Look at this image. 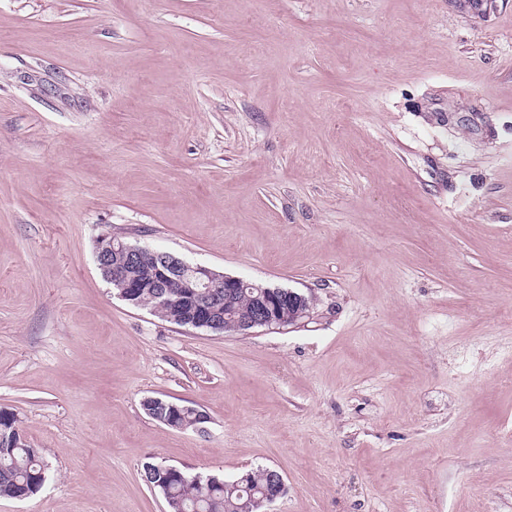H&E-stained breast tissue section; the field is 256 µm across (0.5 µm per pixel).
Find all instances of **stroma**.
I'll use <instances>...</instances> for the list:
<instances>
[{"label": "stroma", "instance_id": "1", "mask_svg": "<svg viewBox=\"0 0 512 512\" xmlns=\"http://www.w3.org/2000/svg\"><path fill=\"white\" fill-rule=\"evenodd\" d=\"M0 0V512H512V0ZM313 299L249 334L113 292L101 236ZM163 397L199 429L148 416ZM46 471L39 452L17 426L14 413L0 410V497L22 499L40 492ZM23 498V499H24ZM268 470H252L232 482L218 478L221 483H216L207 482V477L185 469L168 470L163 462H146L143 475L146 476L144 481L153 488L178 499L184 512H259L262 506L250 509V503L263 500L270 490ZM246 475L247 482H237Z\"/></svg>", "mask_w": 512, "mask_h": 512}]
</instances>
